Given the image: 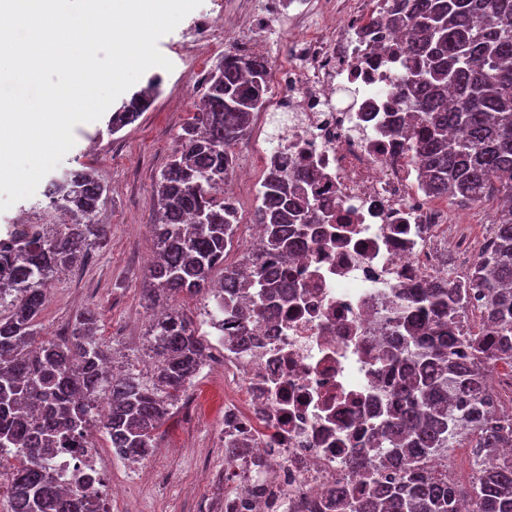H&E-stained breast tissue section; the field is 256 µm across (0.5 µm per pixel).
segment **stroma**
I'll list each match as a JSON object with an SVG mask.
<instances>
[{"instance_id":"stroma-1","label":"stroma","mask_w":512,"mask_h":512,"mask_svg":"<svg viewBox=\"0 0 512 512\" xmlns=\"http://www.w3.org/2000/svg\"><path fill=\"white\" fill-rule=\"evenodd\" d=\"M186 28L179 23L158 41L172 70L150 68L137 82L142 88L149 78L161 80L149 109L116 134L109 133L104 117L76 125L75 144L59 164L63 170L93 168L108 186L97 216L105 234L85 257L53 279L37 331L40 338L63 340L77 314L94 311L97 336L112 350L118 372L134 368L149 375L154 370L146 348L152 312L145 307L143 288L147 256L154 250L155 183L177 148V133L193 115L194 98L220 59L206 46L190 48V62L177 59L186 43ZM287 123V116L276 114L266 127L251 126L248 149L231 147L236 167L251 168L254 178L262 179L261 150ZM46 189L39 184L33 196L0 212V237L17 225L42 222L50 208ZM236 394L215 364L205 363L157 430V449L144 466L134 470L113 460L109 475L121 494L113 499L112 512H224L219 429L224 401Z\"/></svg>"}]
</instances>
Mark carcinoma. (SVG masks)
Here are the masks:
<instances>
[{
    "label": "carcinoma",
    "mask_w": 512,
    "mask_h": 512,
    "mask_svg": "<svg viewBox=\"0 0 512 512\" xmlns=\"http://www.w3.org/2000/svg\"><path fill=\"white\" fill-rule=\"evenodd\" d=\"M387 10L388 26L407 36L398 93L416 121L408 136L422 162L423 190L508 205L494 214L490 254L472 266L466 282L423 288L395 313L399 343H388L384 358L395 405L374 444L394 462V475L371 471L361 457L352 461L354 472L373 477L374 491L349 501L339 485L329 496L348 512H460L463 501L472 512H512V456L503 454L512 448V418L492 423L485 389L495 363H512V0H387ZM269 68L264 57L224 54L156 186L149 303L203 295L222 267L229 341L239 346L250 341L244 320L276 298L288 301L282 264L316 220L301 193L308 174L272 172L255 215L265 233L262 252L248 271L224 265L238 217L218 194L233 170L231 145L264 105ZM149 102L147 91L133 95L112 113L109 131L133 123ZM108 192L86 167L66 172L50 180L46 194L73 221L52 233L31 224L0 238V307L9 309L0 314V456L14 460L7 512H53L60 491L44 459L59 449L96 447L92 428L126 460L150 456L156 430L208 357L211 343L183 313L153 317L146 339L153 374L130 369L112 377V410L98 420L92 406L107 381L101 367L111 352L95 336V316L80 314L61 342L37 341L46 290L100 239L96 215ZM472 291L485 297L483 321L494 326L489 337L460 335ZM421 334L426 342L416 367L398 372L404 345L418 344ZM464 445L476 449L478 464L472 484L460 491L448 470H433L429 462Z\"/></svg>",
    "instance_id": "1"
}]
</instances>
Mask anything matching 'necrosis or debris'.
Segmentation results:
<instances>
[{"mask_svg":"<svg viewBox=\"0 0 512 512\" xmlns=\"http://www.w3.org/2000/svg\"><path fill=\"white\" fill-rule=\"evenodd\" d=\"M384 6L337 0L323 13L317 0H263L242 21L252 34L242 52L272 22L298 31L258 117L287 115L263 161L314 172L317 221L288 261L287 305L250 322L247 347H224V379L240 394L224 403V512H333L336 485L361 490L350 464L389 408L379 358L403 293L463 280L482 254L463 230L469 214L426 196L409 138L393 132L405 115V35L387 26ZM48 470L65 501L92 495L108 512L116 490L97 449L56 453Z\"/></svg>","mask_w":512,"mask_h":512,"instance_id":"4bbe7bcc","label":"necrosis or debris"}]
</instances>
